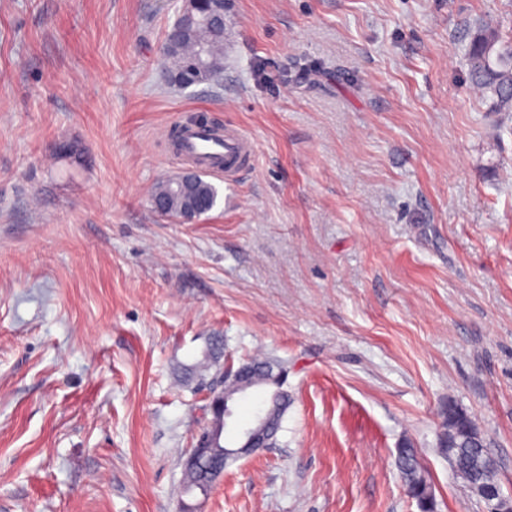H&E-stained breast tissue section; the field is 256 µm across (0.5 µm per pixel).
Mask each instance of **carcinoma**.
Segmentation results:
<instances>
[{"instance_id": "1", "label": "carcinoma", "mask_w": 512, "mask_h": 512, "mask_svg": "<svg viewBox=\"0 0 512 512\" xmlns=\"http://www.w3.org/2000/svg\"><path fill=\"white\" fill-rule=\"evenodd\" d=\"M204 49L205 63L197 72L195 84L215 83L224 73V16L209 14L193 24L174 21L166 31L162 45L164 59L169 62L172 82L182 89L181 83L187 66L196 63L199 49ZM470 62V80L482 94L491 100L492 111L512 112V36L505 38L497 30L482 28L477 31L468 47ZM205 173L197 172L196 186L208 201L206 211L216 205L218 191L204 179ZM167 198L175 211L180 210L182 199L174 193V181L157 183L150 199ZM223 353L222 342L213 339L204 353V358L196 368L207 370L211 361ZM244 379L256 389H272L271 395L264 398L263 408L276 415V427L270 434L268 447L278 443V434L282 431L283 420L288 411L289 397L284 385L288 379V367L274 358H255L241 364ZM441 432L438 435V447L442 453H448V436L456 437V449L449 458L455 476L465 485L472 484L470 471L471 459L479 455L484 458L485 478L492 483L491 491H500L499 464L489 452L487 442L480 433L475 420L457 404L448 399L442 412ZM237 461L234 456L224 454V435H219L216 447L208 449L197 461L183 468L182 486L185 493L197 489L206 492L212 487L210 469L218 466L224 470ZM396 465L408 493L420 505L422 512H432L434 505L432 486L426 470L420 463L418 450L409 441L401 443L397 449Z\"/></svg>"}]
</instances>
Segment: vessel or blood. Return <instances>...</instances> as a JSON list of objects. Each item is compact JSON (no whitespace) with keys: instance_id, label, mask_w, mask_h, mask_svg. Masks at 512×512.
<instances>
[{"instance_id":"obj_1","label":"vessel or blood","mask_w":512,"mask_h":512,"mask_svg":"<svg viewBox=\"0 0 512 512\" xmlns=\"http://www.w3.org/2000/svg\"><path fill=\"white\" fill-rule=\"evenodd\" d=\"M170 131L180 137L183 160L216 176H238L254 156L250 137L231 124L218 130L209 125L188 126L177 121Z\"/></svg>"}]
</instances>
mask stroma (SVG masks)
I'll return each mask as SVG.
<instances>
[{"label": "stroma", "instance_id": "1", "mask_svg": "<svg viewBox=\"0 0 512 512\" xmlns=\"http://www.w3.org/2000/svg\"><path fill=\"white\" fill-rule=\"evenodd\" d=\"M181 0H0V512H487L437 447L475 420L512 497V112L465 56L512 0H228L219 85L174 87ZM255 141L191 223L168 124ZM74 145L75 157L58 154ZM224 359L288 367L279 444L181 491ZM196 176V186L198 192L204 194L205 199L208 201V207L205 211L201 212L196 216V213L201 211V209L204 207L205 202L200 200L193 199V181L194 176L193 173L188 171L185 175L182 176V178L176 183V186L174 188L175 182L172 180H165L162 182L157 183L150 195V205L152 209H156L159 213H167L168 210V200L172 204L173 211H179L182 205V199L177 196L174 193V189L176 193L183 195L185 197H188L190 199V207L183 213L182 219L183 221H192L196 218H200L201 216L207 214L210 212L214 206L216 205L217 197H218V191L216 187L210 183L209 181L205 180L203 177L205 176V173L198 171ZM156 199L153 207V200ZM167 198V199H166ZM154 209V211H155ZM155 211V212H156ZM157 212V213H158ZM158 213V214H159ZM171 216H163L159 214L162 217H177L176 214L170 213ZM396 465L410 496L419 503L423 512H432V486L420 463L418 450L411 442L404 441L397 448Z\"/></svg>", "mask_w": 512, "mask_h": 512}]
</instances>
